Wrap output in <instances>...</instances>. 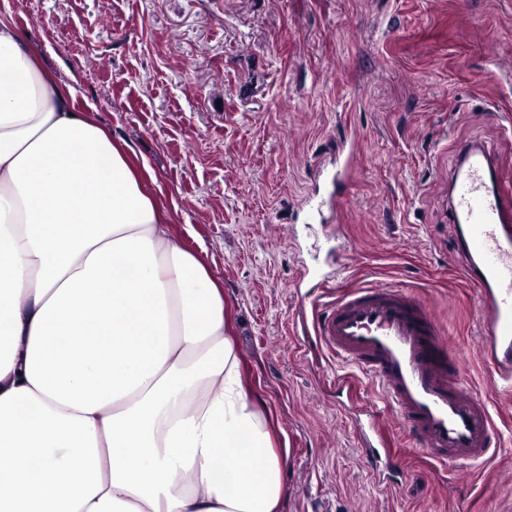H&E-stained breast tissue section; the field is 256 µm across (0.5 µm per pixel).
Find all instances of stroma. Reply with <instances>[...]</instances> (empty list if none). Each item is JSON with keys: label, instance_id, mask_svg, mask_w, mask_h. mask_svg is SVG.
I'll return each instance as SVG.
<instances>
[{"label": "stroma", "instance_id": "35a3bbf8", "mask_svg": "<svg viewBox=\"0 0 512 512\" xmlns=\"http://www.w3.org/2000/svg\"><path fill=\"white\" fill-rule=\"evenodd\" d=\"M0 14L153 172L175 235L223 285L245 381L287 438L284 512H512V396L474 348L445 212L464 142L512 174V0H0ZM352 139L333 235L303 203ZM333 276L429 303L495 409L490 461L446 473L408 448L393 482L373 475L355 414L386 418L380 394L337 389L339 366L296 327Z\"/></svg>", "mask_w": 512, "mask_h": 512}]
</instances>
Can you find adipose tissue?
<instances>
[{
	"label": "adipose tissue",
	"mask_w": 512,
	"mask_h": 512,
	"mask_svg": "<svg viewBox=\"0 0 512 512\" xmlns=\"http://www.w3.org/2000/svg\"><path fill=\"white\" fill-rule=\"evenodd\" d=\"M224 290L0 16V512H282Z\"/></svg>",
	"instance_id": "obj_1"
}]
</instances>
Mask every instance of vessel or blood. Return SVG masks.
Returning <instances> with one entry per match:
<instances>
[{
	"label": "vessel or blood",
	"mask_w": 512,
	"mask_h": 512,
	"mask_svg": "<svg viewBox=\"0 0 512 512\" xmlns=\"http://www.w3.org/2000/svg\"><path fill=\"white\" fill-rule=\"evenodd\" d=\"M352 154L339 150L326 202L309 201L310 212L337 207L348 181ZM462 272L477 294L478 351L495 386L512 390V177L491 152L470 142L460 147L450 190ZM302 331L355 378L380 392L398 429L433 466L460 470L492 455L495 425L486 397L456 368L459 351L448 344L432 310L403 286L371 284L340 292L313 309ZM372 470L393 460L388 434L379 422L359 430Z\"/></svg>",
	"instance_id": "1"
}]
</instances>
